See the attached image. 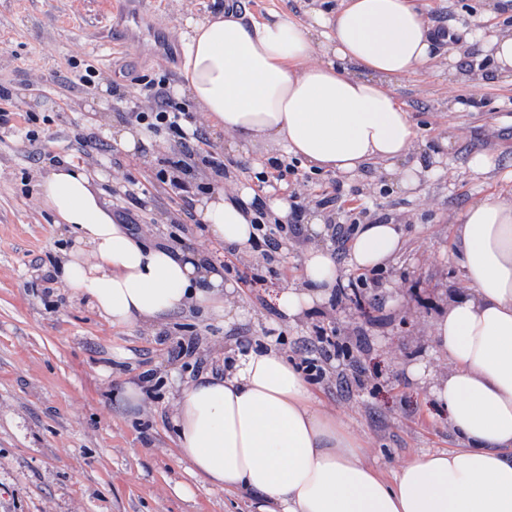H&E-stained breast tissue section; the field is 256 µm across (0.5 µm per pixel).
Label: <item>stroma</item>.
<instances>
[{
    "label": "stroma",
    "mask_w": 512,
    "mask_h": 512,
    "mask_svg": "<svg viewBox=\"0 0 512 512\" xmlns=\"http://www.w3.org/2000/svg\"><path fill=\"white\" fill-rule=\"evenodd\" d=\"M104 0H0V87L10 90L0 108L23 125L33 117L36 143L0 130V512H254L248 494L227 493L192 477L181 461L164 416L176 380L194 374L196 363L223 365L242 345H276L292 362L318 328L333 332L344 356L325 366L326 379L311 383L320 404L343 417L368 446V459L383 472L424 453L457 447L447 412L438 409L426 386L409 372L433 362L431 330L456 297L467 296L452 255V218L470 203L512 189V84L489 60L457 58L441 51L434 69L405 78L394 92L419 123L413 158L428 176L412 193L400 190L382 165H369L349 180L296 168L302 207L323 195L339 200L330 225H348L356 212L366 219L405 223L406 243L398 259L378 270L377 284L358 285L347 249L331 245L344 284L297 321L286 319L273 295L294 280L308 234L286 237L273 261L260 253L226 251L199 223H182L181 200L155 173L173 147L150 138L139 154L116 146L83 155L86 135L101 134L94 117L131 126L143 97L137 79L181 81L186 52L181 16H201L224 0H147L140 27L121 12L106 14ZM436 26L473 30L486 0H426ZM102 83L124 85V98L101 97L76 78L86 65ZM479 68V85L449 86L451 68ZM481 99L478 109L452 112L449 99ZM451 136V149L440 144ZM210 149L224 161L225 188L253 182L265 153L240 159L225 145L223 131H208ZM487 158L477 174L473 154ZM100 174L112 209L130 208L140 233L151 241L181 238L184 248L228 267L224 278L240 284L244 314L224 325L200 313L172 315L160 327H112L86 299L72 297L60 283H47L50 259L70 243L41 202L38 183L61 160ZM443 171H434L436 160ZM139 206L128 207L126 191ZM265 280L249 287L253 274ZM194 338L193 356L176 359L178 339ZM153 372L145 411L126 408L119 385ZM194 495L179 497L174 487Z\"/></svg>",
    "instance_id": "stroma-1"
}]
</instances>
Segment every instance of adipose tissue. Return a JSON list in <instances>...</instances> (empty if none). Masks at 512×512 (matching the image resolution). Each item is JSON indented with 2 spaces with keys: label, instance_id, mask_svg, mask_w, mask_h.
I'll use <instances>...</instances> for the list:
<instances>
[{
  "label": "adipose tissue",
  "instance_id": "adipose-tissue-1",
  "mask_svg": "<svg viewBox=\"0 0 512 512\" xmlns=\"http://www.w3.org/2000/svg\"><path fill=\"white\" fill-rule=\"evenodd\" d=\"M321 2L303 21L235 9L187 16L176 94L223 129L237 156L262 150L350 178L382 163L401 189H416L421 167L404 161L419 129L393 87L434 65L424 0ZM471 46L512 79V24L479 30ZM39 192L73 240L56 260V280L112 325L156 326L189 310L226 323L242 315L219 264L137 238L113 217L85 167L61 162ZM255 201L249 187L215 185L196 216L227 250L245 255ZM403 245L394 220L359 225L349 264L384 266ZM453 249L470 294L451 301L434 326L432 352L448 370L422 363L411 373L447 410L458 447L425 453L384 477L363 439L315 406L301 371L271 345L239 352L228 372L205 370L179 386L170 418L191 475L247 492L258 512H512V194L458 213ZM338 279L331 248L310 246L277 308L302 316Z\"/></svg>",
  "mask_w": 512,
  "mask_h": 512
}]
</instances>
